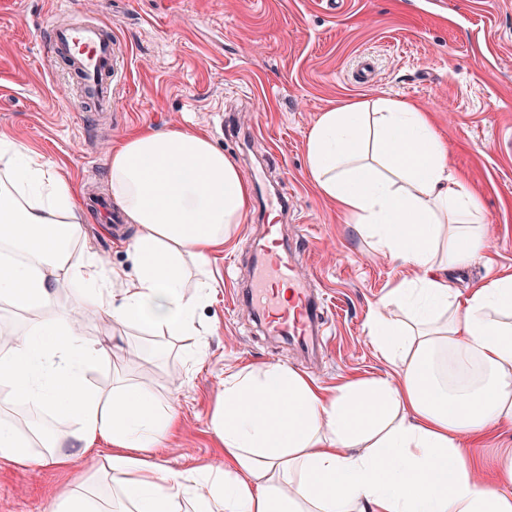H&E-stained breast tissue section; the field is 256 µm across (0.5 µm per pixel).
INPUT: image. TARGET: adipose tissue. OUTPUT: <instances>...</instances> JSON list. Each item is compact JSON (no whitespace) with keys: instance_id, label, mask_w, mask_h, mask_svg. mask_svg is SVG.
Masks as SVG:
<instances>
[{"instance_id":"obj_1","label":"adipose tissue","mask_w":512,"mask_h":512,"mask_svg":"<svg viewBox=\"0 0 512 512\" xmlns=\"http://www.w3.org/2000/svg\"><path fill=\"white\" fill-rule=\"evenodd\" d=\"M306 144L319 191L409 270L369 321L395 374L325 387L282 365L229 373L211 416L223 466L178 471L146 459L177 428L176 412L145 381L108 396L91 387L88 372L120 354L87 341L84 322L173 339L194 331L209 256L243 223L247 183L202 132L125 136L108 164L112 199L136 227L133 269L111 270L78 248L88 215L71 183L0 137V247L23 256L0 261V304L31 316L0 340V459L66 468L99 441L113 446L102 465L111 493L81 486L52 512H512V448L494 470L465 449L512 429V276L465 294L443 277L487 243L468 183L426 114L402 100L331 107ZM363 145L379 167L357 163ZM68 289L80 305L56 314ZM18 403L67 430L9 415Z\"/></svg>"}]
</instances>
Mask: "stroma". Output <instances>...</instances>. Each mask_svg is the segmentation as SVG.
Segmentation results:
<instances>
[{"label":"stroma","mask_w":512,"mask_h":512,"mask_svg":"<svg viewBox=\"0 0 512 512\" xmlns=\"http://www.w3.org/2000/svg\"><path fill=\"white\" fill-rule=\"evenodd\" d=\"M73 8L81 20L112 23L127 53L110 114L88 119L89 105L39 51L56 0H0V135L57 167L81 199L108 193L107 152L120 137L181 124L206 132L251 188L243 224L211 258L215 286L201 313L199 360L184 358L191 336L155 337L152 361L130 360V374L150 378L180 419L149 462L173 470L223 463L211 415L231 372L280 364L327 386L394 374L372 346L368 322L408 270L311 181L306 137L330 106L398 98L426 112L487 219V249L454 272L451 287L462 292L512 274V0H74ZM366 57L376 76L364 85L356 71ZM282 194L285 238L309 239L300 272L329 304V341L311 358L262 335L235 303L263 203ZM132 234L93 219L80 244L127 269L123 243ZM110 451L101 445L64 472L0 460V512H49Z\"/></svg>","instance_id":"1"}]
</instances>
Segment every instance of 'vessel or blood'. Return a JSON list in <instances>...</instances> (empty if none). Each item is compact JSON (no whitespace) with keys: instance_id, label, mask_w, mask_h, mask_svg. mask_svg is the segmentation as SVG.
<instances>
[{"instance_id":"vessel-or-blood-1","label":"vessel or blood","mask_w":512,"mask_h":512,"mask_svg":"<svg viewBox=\"0 0 512 512\" xmlns=\"http://www.w3.org/2000/svg\"><path fill=\"white\" fill-rule=\"evenodd\" d=\"M43 49L64 63L74 85L95 111H111L112 83L124 74L111 25L102 21L53 24ZM279 235V225H263L254 242L251 284L237 290L236 295L249 304L268 335L292 341L302 352L311 354L324 334L325 305L304 287L297 249L277 247Z\"/></svg>"}]
</instances>
